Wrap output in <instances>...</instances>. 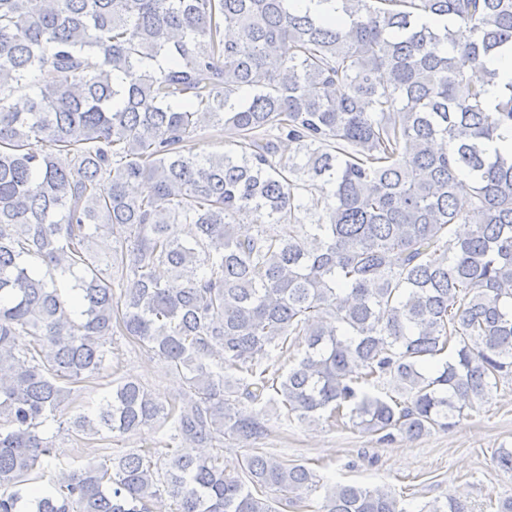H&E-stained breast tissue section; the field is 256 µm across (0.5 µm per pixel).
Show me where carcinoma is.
<instances>
[{"instance_id": "carcinoma-1", "label": "carcinoma", "mask_w": 512, "mask_h": 512, "mask_svg": "<svg viewBox=\"0 0 512 512\" xmlns=\"http://www.w3.org/2000/svg\"><path fill=\"white\" fill-rule=\"evenodd\" d=\"M298 3L0 0V512H152L163 497L170 512H278L264 493L296 505L313 471L255 453L232 476L197 449L260 436L281 410L417 438L512 379V157L491 149L512 133V83L491 104L470 77L512 48V0H340L336 17ZM207 126L232 148H187ZM115 336L184 390L165 403L122 379L67 431L150 428L177 447L77 466L43 427L65 424ZM387 378L397 395L368 390ZM319 512L406 510L335 484Z\"/></svg>"}]
</instances>
